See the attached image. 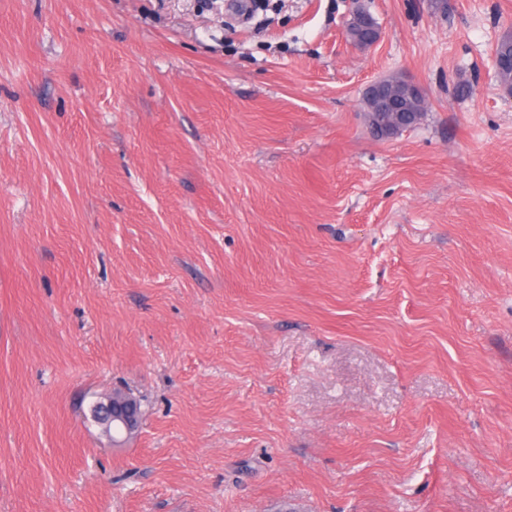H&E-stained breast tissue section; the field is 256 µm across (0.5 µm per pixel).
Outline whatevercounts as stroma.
Wrapping results in <instances>:
<instances>
[{
    "label": "stroma",
    "mask_w": 512,
    "mask_h": 512,
    "mask_svg": "<svg viewBox=\"0 0 512 512\" xmlns=\"http://www.w3.org/2000/svg\"><path fill=\"white\" fill-rule=\"evenodd\" d=\"M266 2L0 0V512H512V0ZM349 41L357 47H370L379 42L381 32L374 19L361 6L349 14L345 23ZM363 111L371 130L381 137L399 134L423 116L424 98L412 82L399 77L372 82L363 96Z\"/></svg>",
    "instance_id": "obj_1"
}]
</instances>
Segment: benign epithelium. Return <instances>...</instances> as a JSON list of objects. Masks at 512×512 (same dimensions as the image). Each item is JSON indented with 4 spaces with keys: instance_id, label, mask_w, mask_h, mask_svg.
Here are the masks:
<instances>
[{
    "instance_id": "obj_1",
    "label": "benign epithelium",
    "mask_w": 512,
    "mask_h": 512,
    "mask_svg": "<svg viewBox=\"0 0 512 512\" xmlns=\"http://www.w3.org/2000/svg\"><path fill=\"white\" fill-rule=\"evenodd\" d=\"M350 43L357 47H370L379 42L381 32L374 19L358 6L349 14L345 23ZM365 118L371 130L381 136L399 134L423 116L424 98L412 82L399 77L372 82L363 96ZM112 429L127 432L133 429L135 415L132 408L112 407Z\"/></svg>"
}]
</instances>
